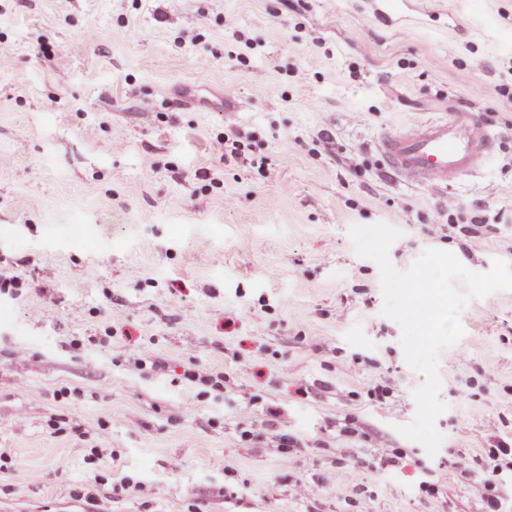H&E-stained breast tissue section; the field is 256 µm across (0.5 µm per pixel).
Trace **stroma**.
Masks as SVG:
<instances>
[{
  "instance_id": "obj_1",
  "label": "stroma",
  "mask_w": 512,
  "mask_h": 512,
  "mask_svg": "<svg viewBox=\"0 0 512 512\" xmlns=\"http://www.w3.org/2000/svg\"><path fill=\"white\" fill-rule=\"evenodd\" d=\"M395 4L407 21L390 29L364 0H0V266L26 284L0 299V512H87L91 496L103 512H484L454 461L478 467L512 432V291L470 299L440 352L428 455L398 431L423 377L349 229L400 230L401 271L429 248L478 273L512 265V0ZM453 108L495 112L487 167L447 190L391 181L379 136ZM229 118L265 169L212 154ZM451 196L494 229L459 237ZM145 344L163 373L135 365ZM196 365L231 393L197 396ZM242 394L279 406L289 453L259 414L239 441ZM374 446L402 464L356 466ZM427 467L447 478L429 503ZM126 476L141 490L113 495ZM300 478L314 499L294 497Z\"/></svg>"
}]
</instances>
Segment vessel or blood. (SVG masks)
I'll return each mask as SVG.
<instances>
[{
	"label": "vessel or blood",
	"mask_w": 512,
	"mask_h": 512,
	"mask_svg": "<svg viewBox=\"0 0 512 512\" xmlns=\"http://www.w3.org/2000/svg\"><path fill=\"white\" fill-rule=\"evenodd\" d=\"M496 136L475 112L451 110L380 140L382 168L395 182L448 187L481 168L493 155Z\"/></svg>",
	"instance_id": "1"
}]
</instances>
